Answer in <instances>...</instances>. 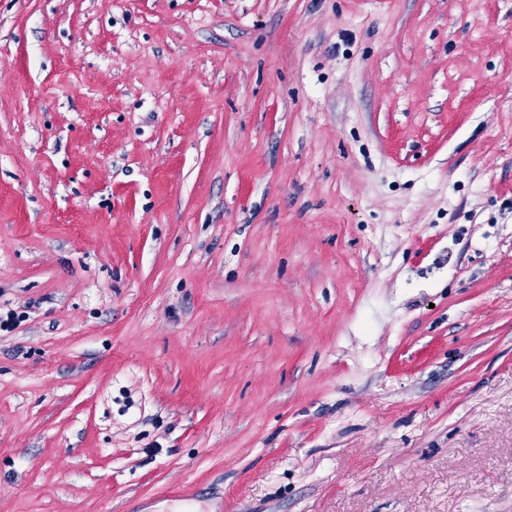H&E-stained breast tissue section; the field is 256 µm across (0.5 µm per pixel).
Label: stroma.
<instances>
[{"label": "stroma", "instance_id": "obj_1", "mask_svg": "<svg viewBox=\"0 0 512 512\" xmlns=\"http://www.w3.org/2000/svg\"><path fill=\"white\" fill-rule=\"evenodd\" d=\"M0 512H512V0H0Z\"/></svg>", "mask_w": 512, "mask_h": 512}]
</instances>
